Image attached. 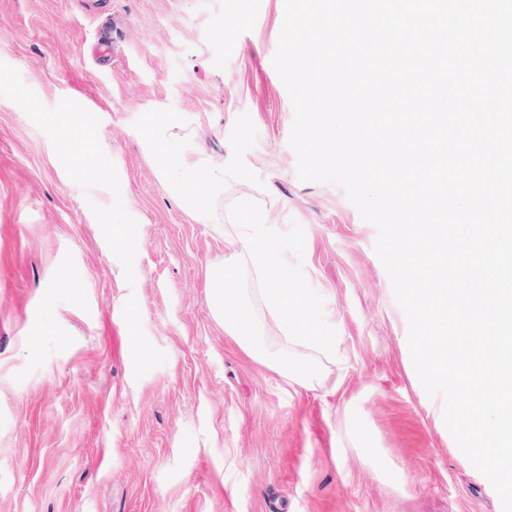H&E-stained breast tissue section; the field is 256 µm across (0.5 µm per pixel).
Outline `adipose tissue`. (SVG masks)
<instances>
[{
    "instance_id": "ef3b65f1",
    "label": "adipose tissue",
    "mask_w": 512,
    "mask_h": 512,
    "mask_svg": "<svg viewBox=\"0 0 512 512\" xmlns=\"http://www.w3.org/2000/svg\"><path fill=\"white\" fill-rule=\"evenodd\" d=\"M191 135V120L173 113L153 122L145 140L162 181L198 223L209 224L218 201L224 198L228 180L245 181L249 174L216 161L202 151L185 153L183 146Z\"/></svg>"
}]
</instances>
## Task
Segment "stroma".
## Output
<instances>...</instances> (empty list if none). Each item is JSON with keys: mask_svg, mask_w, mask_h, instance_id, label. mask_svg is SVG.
<instances>
[{"mask_svg": "<svg viewBox=\"0 0 512 512\" xmlns=\"http://www.w3.org/2000/svg\"><path fill=\"white\" fill-rule=\"evenodd\" d=\"M283 15L284 0H0V512H502L410 373L376 228L340 186L296 176ZM169 113L194 121L186 152L253 174L214 223L143 149ZM241 199L305 231L340 338L322 389L250 358L211 312Z\"/></svg>", "mask_w": 512, "mask_h": 512, "instance_id": "obj_1", "label": "stroma"}]
</instances>
